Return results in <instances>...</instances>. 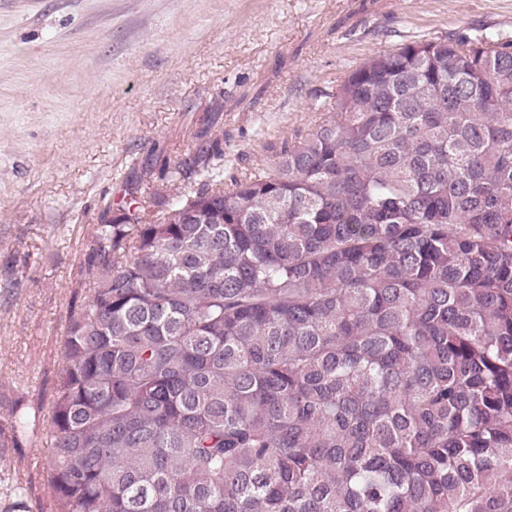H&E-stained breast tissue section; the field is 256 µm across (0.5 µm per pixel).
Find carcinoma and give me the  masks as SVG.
I'll return each mask as SVG.
<instances>
[{
    "label": "carcinoma",
    "mask_w": 512,
    "mask_h": 512,
    "mask_svg": "<svg viewBox=\"0 0 512 512\" xmlns=\"http://www.w3.org/2000/svg\"><path fill=\"white\" fill-rule=\"evenodd\" d=\"M334 96L227 188L215 139L105 208L37 404L52 512H512V41Z\"/></svg>",
    "instance_id": "1"
}]
</instances>
